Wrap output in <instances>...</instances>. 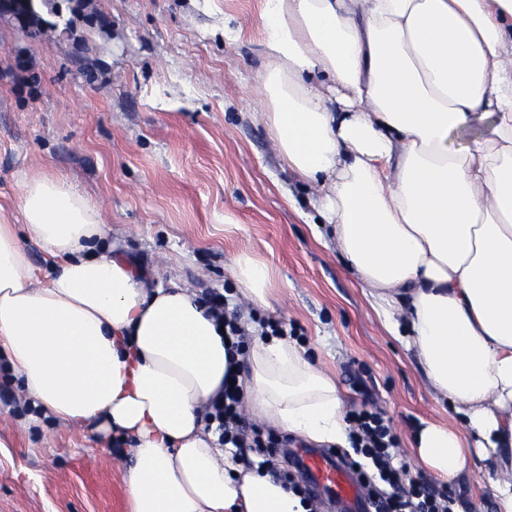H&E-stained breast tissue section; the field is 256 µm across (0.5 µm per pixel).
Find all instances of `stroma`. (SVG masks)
Returning a JSON list of instances; mask_svg holds the SVG:
<instances>
[{
	"instance_id": "obj_1",
	"label": "stroma",
	"mask_w": 512,
	"mask_h": 512,
	"mask_svg": "<svg viewBox=\"0 0 512 512\" xmlns=\"http://www.w3.org/2000/svg\"><path fill=\"white\" fill-rule=\"evenodd\" d=\"M262 0H90L66 33L0 19V219L22 221L33 174L92 201L152 284L238 299L232 260L271 269L267 317L327 367L352 408L390 417L413 476L424 421L444 423L414 359L313 237V188L273 147L249 89L262 65ZM126 450L94 426H20L0 404V512H125Z\"/></svg>"
}]
</instances>
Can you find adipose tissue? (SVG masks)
<instances>
[{
    "mask_svg": "<svg viewBox=\"0 0 512 512\" xmlns=\"http://www.w3.org/2000/svg\"><path fill=\"white\" fill-rule=\"evenodd\" d=\"M262 4L256 87L276 149L448 404L450 425L424 422L413 453L445 482L481 461L512 512V0ZM478 114L491 138L454 148ZM20 209L22 225L0 222V367L43 417L126 443L127 512H313L208 428L228 360L199 294L146 287L62 177L27 180ZM234 274L269 307L266 263L238 256ZM240 361L261 421L349 447V398L296 341L252 335Z\"/></svg>",
    "mask_w": 512,
    "mask_h": 512,
    "instance_id": "ef3b65f1",
    "label": "adipose tissue"
}]
</instances>
